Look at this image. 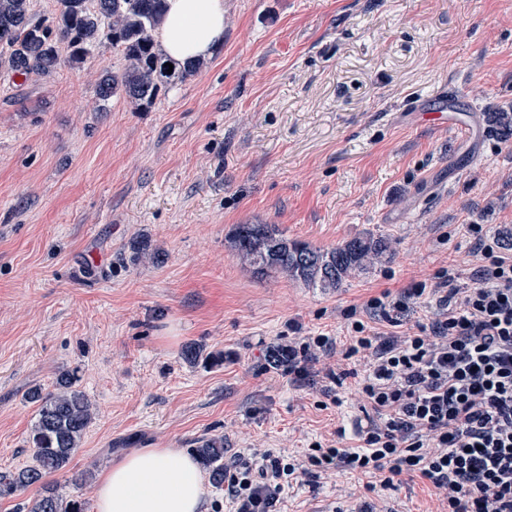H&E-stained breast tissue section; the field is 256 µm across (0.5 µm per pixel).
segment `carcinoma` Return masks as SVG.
Masks as SVG:
<instances>
[{
    "label": "carcinoma",
    "instance_id": "carcinoma-1",
    "mask_svg": "<svg viewBox=\"0 0 512 512\" xmlns=\"http://www.w3.org/2000/svg\"><path fill=\"white\" fill-rule=\"evenodd\" d=\"M165 11L166 0H59L57 13L50 18L33 12L31 0H0V69L15 76H47L64 63L90 66L94 51L110 46L121 55L124 68L98 75L101 111H108L117 98L137 108L150 106L160 93L206 68L203 60L182 64L163 53L159 35ZM231 239L240 260L256 272L325 289L340 287L346 277L388 249L384 239L358 237L323 250L288 238L277 224H237ZM183 358L190 364L213 362L192 344L184 348ZM27 399L36 406L29 435L33 464L0 476V499L17 497L38 484L41 492L29 512H86L84 501L60 495L57 485L45 478L64 471L80 448L93 419L91 402L68 371L58 374L53 389L35 387ZM195 453L212 484L223 488L224 440H205Z\"/></svg>",
    "mask_w": 512,
    "mask_h": 512
}]
</instances>
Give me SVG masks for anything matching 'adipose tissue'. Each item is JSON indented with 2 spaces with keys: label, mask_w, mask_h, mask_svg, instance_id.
Instances as JSON below:
<instances>
[{
  "label": "adipose tissue",
  "mask_w": 512,
  "mask_h": 512,
  "mask_svg": "<svg viewBox=\"0 0 512 512\" xmlns=\"http://www.w3.org/2000/svg\"><path fill=\"white\" fill-rule=\"evenodd\" d=\"M224 39V0H167L161 47L173 59L211 56ZM95 512H206L196 459L179 448H143L101 471Z\"/></svg>",
  "instance_id": "1"
}]
</instances>
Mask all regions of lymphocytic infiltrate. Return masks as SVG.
<instances>
[{
    "instance_id": "lymphocytic-infiltrate-1",
    "label": "lymphocytic infiltrate",
    "mask_w": 512,
    "mask_h": 512,
    "mask_svg": "<svg viewBox=\"0 0 512 512\" xmlns=\"http://www.w3.org/2000/svg\"><path fill=\"white\" fill-rule=\"evenodd\" d=\"M467 231L481 260L472 287H458L456 269L444 267L431 283L367 302L389 331L372 330L351 308L346 343L289 337L290 382L317 384L328 397L359 367L370 412L354 446L314 441L299 456L253 449L260 470L237 463L224 471L228 512H278L291 486L341 472L368 478L374 497L358 512H395L383 491L414 478L433 487L435 512H512V254L495 251L483 225ZM426 294L433 318L402 330L400 312Z\"/></svg>"
}]
</instances>
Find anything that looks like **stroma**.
<instances>
[{
    "label": "stroma",
    "mask_w": 512,
    "mask_h": 512,
    "mask_svg": "<svg viewBox=\"0 0 512 512\" xmlns=\"http://www.w3.org/2000/svg\"><path fill=\"white\" fill-rule=\"evenodd\" d=\"M92 68L24 79L0 70V472L32 462L36 386L75 372L94 408L81 447L53 475L93 502L100 471L141 448L224 441L285 455L345 428L339 403L269 366L289 336L347 333L345 313L386 329L367 300L455 264L477 279L467 224L512 234V0H224V43L206 70L147 109H97ZM460 120L421 122L436 93ZM276 224L329 249L368 235L389 249L336 289L259 275L231 242ZM147 241L159 261L136 258ZM224 356L206 368L186 345ZM289 490L283 512H333L337 485Z\"/></svg>",
    "instance_id": "obj_1"
}]
</instances>
